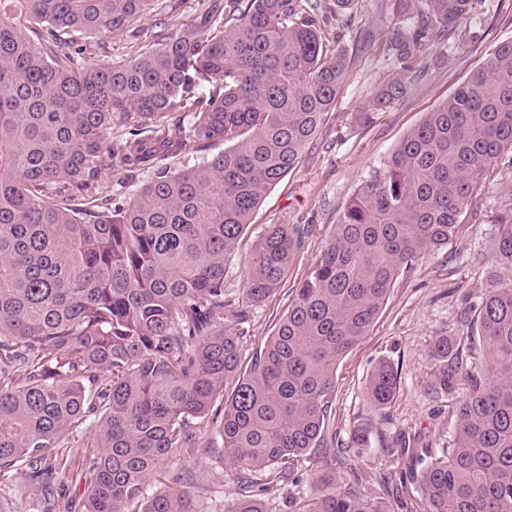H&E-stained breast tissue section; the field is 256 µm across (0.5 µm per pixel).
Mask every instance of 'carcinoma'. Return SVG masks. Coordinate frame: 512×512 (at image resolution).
I'll return each mask as SVG.
<instances>
[{"label":"carcinoma","instance_id":"cac0c4a2","mask_svg":"<svg viewBox=\"0 0 512 512\" xmlns=\"http://www.w3.org/2000/svg\"><path fill=\"white\" fill-rule=\"evenodd\" d=\"M155 0H0V476L25 466L43 494L74 479L48 461L81 435L92 474L73 512H198L190 493H147L170 455L214 430L239 471L229 512H271L270 494L322 449L339 362L370 332L397 278L448 242L476 186L512 150V40L488 50L343 206L276 332L247 369L226 262L267 192L293 170L348 79L311 0H211L182 32L124 63H100L103 37ZM476 0H422L426 23L397 20L385 50L403 94L431 39ZM208 82L207 92L200 91ZM180 112L188 123L175 125ZM124 130L112 141V129ZM228 147L180 169L160 164ZM117 154L153 170L126 201L96 164ZM308 224H271L245 292L265 301L288 277ZM494 271L463 336H439L436 385L469 391L454 435L412 482L424 512H512V218L489 236ZM398 370L379 363L367 399L386 409ZM289 512H386L332 470Z\"/></svg>","mask_w":512,"mask_h":512}]
</instances>
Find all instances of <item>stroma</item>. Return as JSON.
I'll return each instance as SVG.
<instances>
[{
	"mask_svg": "<svg viewBox=\"0 0 512 512\" xmlns=\"http://www.w3.org/2000/svg\"><path fill=\"white\" fill-rule=\"evenodd\" d=\"M208 0H157L156 8L132 19L126 30L108 37V62L130 60L152 44L160 30L171 32L194 23ZM394 0H358L353 12L335 15L333 0H317L318 24L330 48L350 62L348 81L326 125L305 149L296 169L279 182L255 213L253 223L227 263L224 295L243 309L235 329L241 332L243 358H251L270 336L293 297L292 289L318 256L340 210L361 181L389 156L426 112L451 95L481 56L497 43L512 40V0H479L476 9L452 33L465 35L462 46L450 40L430 43L403 97L381 111L373 101L380 87L396 76L391 57L364 41L366 33L386 38L392 32ZM372 112L371 123L362 113ZM150 171L126 172L117 156L104 154L97 181L113 196L130 197L149 180ZM512 210V151L494 162L476 188L471 206L460 218L448 243L425 256L397 279L371 331L341 361L328 432L349 446L354 470H340L347 481L382 501L387 512H417L420 492L409 477L421 469L423 452L440 455L453 434L448 411L466 393V384L452 391L434 390L436 366L429 356L436 337L456 336L464 316L481 302L488 268L475 256L487 252L492 225ZM270 224H310L314 230L296 258L287 279L266 301L255 304L245 295L248 261ZM387 360L399 372V391L389 408L374 410L366 383L376 363ZM370 431L371 445L356 448L358 428ZM404 433L418 439L414 448H394L390 441ZM191 474L186 489L198 512H230L238 488V471L224 459L223 448H182L165 464L161 481ZM86 483L69 487L45 505L26 470L0 478V512H65L69 496L83 495Z\"/></svg>",
	"mask_w": 512,
	"mask_h": 512,
	"instance_id": "35a3bbf8",
	"label": "stroma"
}]
</instances>
